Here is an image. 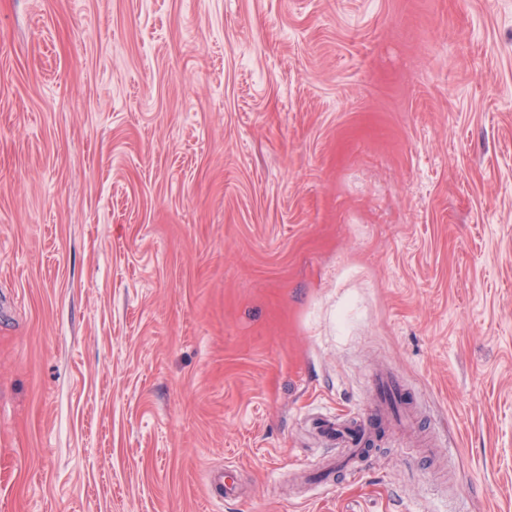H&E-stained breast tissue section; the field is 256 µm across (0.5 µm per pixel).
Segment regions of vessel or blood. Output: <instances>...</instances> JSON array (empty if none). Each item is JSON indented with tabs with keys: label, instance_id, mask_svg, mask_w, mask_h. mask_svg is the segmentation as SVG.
<instances>
[{
	"label": "vessel or blood",
	"instance_id": "obj_1",
	"mask_svg": "<svg viewBox=\"0 0 512 512\" xmlns=\"http://www.w3.org/2000/svg\"><path fill=\"white\" fill-rule=\"evenodd\" d=\"M372 396L364 412L347 419H323L321 429L329 443L341 449L340 465L358 475L369 453V443L387 428L405 432L414 428V400L395 374L377 370L371 375Z\"/></svg>",
	"mask_w": 512,
	"mask_h": 512
}]
</instances>
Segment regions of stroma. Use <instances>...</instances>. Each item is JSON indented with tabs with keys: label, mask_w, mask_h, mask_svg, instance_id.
<instances>
[{
	"label": "stroma",
	"mask_w": 512,
	"mask_h": 512,
	"mask_svg": "<svg viewBox=\"0 0 512 512\" xmlns=\"http://www.w3.org/2000/svg\"><path fill=\"white\" fill-rule=\"evenodd\" d=\"M0 512H512V0H0ZM372 396L363 413L341 420L333 415L320 419V427L336 450L342 449L337 460L350 476L358 475L370 451L369 442L387 428L409 432L414 429V400L401 379L395 374L375 370L371 374Z\"/></svg>",
	"instance_id": "35a3bbf8"
}]
</instances>
